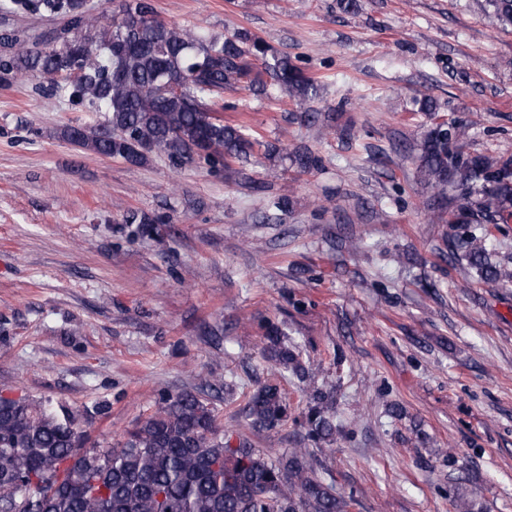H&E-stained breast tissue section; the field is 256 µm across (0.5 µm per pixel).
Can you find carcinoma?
<instances>
[{"label":"carcinoma","mask_w":512,"mask_h":512,"mask_svg":"<svg viewBox=\"0 0 512 512\" xmlns=\"http://www.w3.org/2000/svg\"><path fill=\"white\" fill-rule=\"evenodd\" d=\"M494 26L512 28V0H485ZM60 17L53 43L42 34L0 30V87L31 75L51 95L104 114L95 126L65 125L61 135L106 158L139 166L153 155L178 164L200 160L228 169L255 147L271 158L274 143L218 115L224 91L241 85L280 95L302 108L319 86L261 37L238 30L223 39L179 28L157 14L152 0H121L104 20L87 0H0V19ZM468 129L434 121L419 144L417 177L439 221L458 225L448 255L463 260L464 277L512 283V270L494 262L471 224L512 222V157L493 158L467 147ZM267 323L263 357L301 381L309 370ZM305 414L316 445L336 441L334 402L314 389ZM251 428L288 421L279 386L254 390L245 412ZM314 450L290 448L272 458L244 437L224 440L210 403L190 390L164 394L154 410L104 448L89 442L81 414L48 400L0 395V512H349L313 466Z\"/></svg>","instance_id":"obj_1"}]
</instances>
